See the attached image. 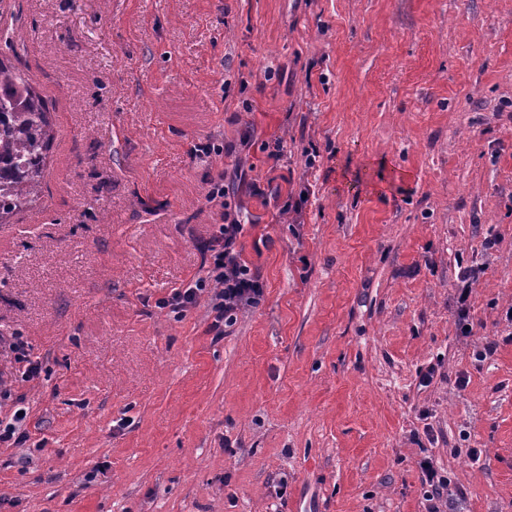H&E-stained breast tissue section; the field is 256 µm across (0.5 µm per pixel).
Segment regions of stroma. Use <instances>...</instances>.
<instances>
[{"label":"stroma","mask_w":512,"mask_h":512,"mask_svg":"<svg viewBox=\"0 0 512 512\" xmlns=\"http://www.w3.org/2000/svg\"><path fill=\"white\" fill-rule=\"evenodd\" d=\"M0 59L52 125L0 224L42 361L0 512H425V458L512 512V0H0ZM228 207L265 290L217 340L157 302ZM481 269L477 266L465 267L458 273V294H457V313L458 324L461 334L467 336L471 333L472 327L468 323V300L471 293L472 284L478 279Z\"/></svg>","instance_id":"1"}]
</instances>
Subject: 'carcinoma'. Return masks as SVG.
<instances>
[{
	"mask_svg": "<svg viewBox=\"0 0 512 512\" xmlns=\"http://www.w3.org/2000/svg\"><path fill=\"white\" fill-rule=\"evenodd\" d=\"M48 111L28 79L0 63V219L41 191Z\"/></svg>",
	"mask_w": 512,
	"mask_h": 512,
	"instance_id": "cac0c4a2",
	"label": "carcinoma"
}]
</instances>
